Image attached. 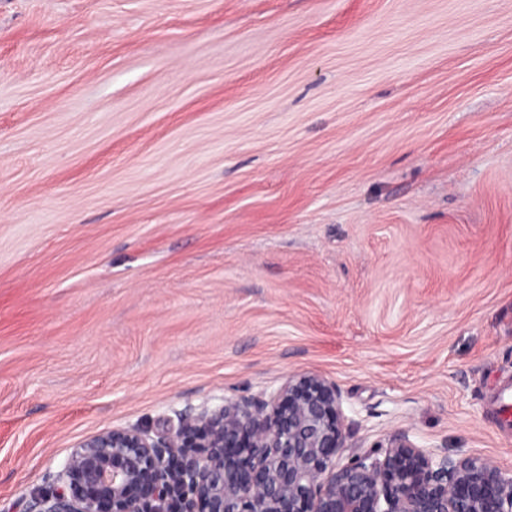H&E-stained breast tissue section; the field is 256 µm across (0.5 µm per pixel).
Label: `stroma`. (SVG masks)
Instances as JSON below:
<instances>
[{
	"mask_svg": "<svg viewBox=\"0 0 512 512\" xmlns=\"http://www.w3.org/2000/svg\"><path fill=\"white\" fill-rule=\"evenodd\" d=\"M297 371L512 472V0H0V512Z\"/></svg>",
	"mask_w": 512,
	"mask_h": 512,
	"instance_id": "obj_1",
	"label": "stroma"
}]
</instances>
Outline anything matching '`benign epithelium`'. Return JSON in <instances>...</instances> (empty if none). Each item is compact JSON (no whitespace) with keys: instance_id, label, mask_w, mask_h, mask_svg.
I'll return each instance as SVG.
<instances>
[{"instance_id":"obj_1","label":"benign epithelium","mask_w":512,"mask_h":512,"mask_svg":"<svg viewBox=\"0 0 512 512\" xmlns=\"http://www.w3.org/2000/svg\"><path fill=\"white\" fill-rule=\"evenodd\" d=\"M347 438L336 383L294 372L157 437L115 427L77 441L23 512H512V474L487 459L401 432L342 463Z\"/></svg>"}]
</instances>
